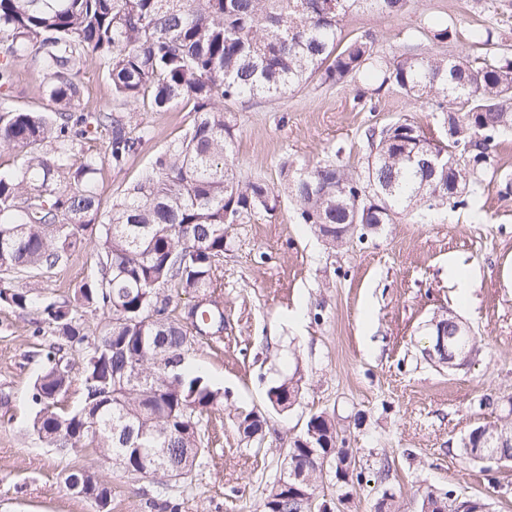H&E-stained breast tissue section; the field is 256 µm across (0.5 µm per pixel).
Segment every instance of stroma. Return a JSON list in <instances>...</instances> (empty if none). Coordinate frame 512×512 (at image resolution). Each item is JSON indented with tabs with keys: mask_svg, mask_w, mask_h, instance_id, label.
Masks as SVG:
<instances>
[{
	"mask_svg": "<svg viewBox=\"0 0 512 512\" xmlns=\"http://www.w3.org/2000/svg\"><path fill=\"white\" fill-rule=\"evenodd\" d=\"M445 27L451 38L433 40V31ZM488 29L500 53L512 58V0H408L400 16L359 11L342 22L344 36L372 35L383 55L478 57L484 49L476 35ZM373 85L365 74L346 85L314 81L279 98L225 102L237 120L233 165L240 180L260 176L279 186L285 162L306 171L332 160L360 171L367 129L397 120L447 142L439 113L397 89H383L374 107L363 106L356 91ZM45 89L33 59L23 61L14 104L43 108ZM142 118L152 138L124 172L102 162L97 184L103 196L138 179L192 114L177 105ZM507 176L512 133L499 138L465 208H439L423 218L403 214L396 223L354 231L336 248L314 226L298 223L291 199L276 212L261 211L229 227L232 248L211 290L224 305V331L197 337L188 355L227 398L202 417L207 451L190 484L174 494L178 512H259L283 469L290 437L321 412L335 416L340 440L366 474L389 468L401 512H421L419 492L427 487L479 499L485 512H512V462L466 465L458 456L471 430L504 419V399L512 396ZM92 266V250L77 252L48 278L52 294H71ZM460 274L471 282L464 299ZM443 311L467 323L475 338V356L455 370L437 367L424 353L428 324ZM53 342L50 333L36 332L30 315L0 305V512H95L64 483L69 471L83 467L109 482L111 512H164L151 480L117 471L93 443L62 454L33 434L37 409L30 392ZM297 370L304 380L296 403L274 410L268 388ZM251 410L267 420L259 443L235 426L237 414Z\"/></svg>",
	"mask_w": 512,
	"mask_h": 512,
	"instance_id": "obj_1",
	"label": "stroma"
}]
</instances>
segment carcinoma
Listing matches in <instances>:
<instances>
[{
  "mask_svg": "<svg viewBox=\"0 0 512 512\" xmlns=\"http://www.w3.org/2000/svg\"><path fill=\"white\" fill-rule=\"evenodd\" d=\"M407 0H0V148L17 162L0 170V304L36 316L56 342L31 400L39 407L31 428L48 446L65 452L98 441L116 467L150 476L170 488L185 483L204 453L200 417L224 405V390L184 369L196 336L224 330V310L209 289L223 276L230 251L228 227L277 210L282 196L298 204L302 224H317L336 245L341 224H393L403 212L468 205L477 176L490 163L495 138L512 131V59L498 55L493 33L477 35L486 53L476 64L428 52L381 56L375 39H345L340 22L369 8L399 16ZM48 80L52 107L17 108L11 89L29 48ZM90 65L112 82L115 108L90 110L80 74ZM373 71L379 85L436 108L448 126L447 149L418 127L397 121L366 133L367 163L351 173L333 161L295 173L281 169L275 189L233 173L235 116L224 101L273 98L318 80L354 81ZM194 103L184 132L153 158L136 180L105 205L96 185L101 157L85 148L106 133L108 160L121 173L151 139L141 109L165 112ZM463 165L448 174L432 170L434 154ZM375 198L368 210L359 195ZM93 235L91 275L57 299L33 278L67 265ZM195 298L190 311L172 316V292ZM89 310L101 321L90 340L81 323ZM84 355L78 409L59 413L70 386L64 348ZM299 371L267 395L299 393ZM264 418L250 411L237 428L252 439ZM315 436L290 438L288 472L316 495L329 459L344 464L343 484L366 480L346 464L336 424L325 413L307 420ZM68 487L109 512L111 488L96 471H70ZM275 480L261 512H306L293 491Z\"/></svg>",
  "mask_w": 512,
  "mask_h": 512,
  "instance_id": "carcinoma-1",
  "label": "carcinoma"
}]
</instances>
